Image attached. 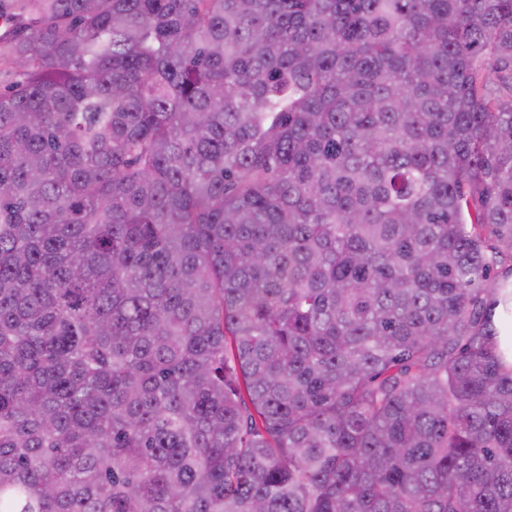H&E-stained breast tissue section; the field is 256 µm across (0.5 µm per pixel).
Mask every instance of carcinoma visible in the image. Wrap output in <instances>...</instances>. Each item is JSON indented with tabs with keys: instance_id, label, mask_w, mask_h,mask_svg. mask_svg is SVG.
<instances>
[{
	"instance_id": "carcinoma-1",
	"label": "carcinoma",
	"mask_w": 512,
	"mask_h": 512,
	"mask_svg": "<svg viewBox=\"0 0 512 512\" xmlns=\"http://www.w3.org/2000/svg\"><path fill=\"white\" fill-rule=\"evenodd\" d=\"M0 512H512V0H21Z\"/></svg>"
}]
</instances>
